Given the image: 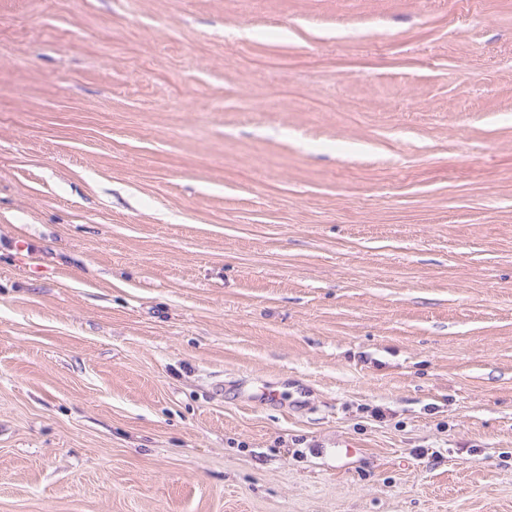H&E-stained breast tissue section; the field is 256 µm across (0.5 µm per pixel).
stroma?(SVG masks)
<instances>
[{"label":"stroma","instance_id":"obj_1","mask_svg":"<svg viewBox=\"0 0 512 512\" xmlns=\"http://www.w3.org/2000/svg\"><path fill=\"white\" fill-rule=\"evenodd\" d=\"M0 512H512V0H0Z\"/></svg>","mask_w":512,"mask_h":512}]
</instances>
